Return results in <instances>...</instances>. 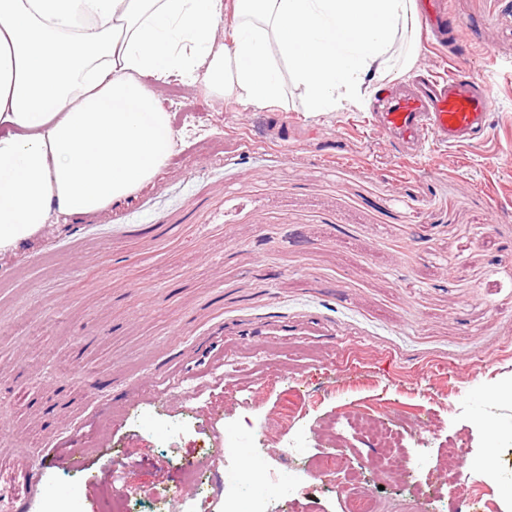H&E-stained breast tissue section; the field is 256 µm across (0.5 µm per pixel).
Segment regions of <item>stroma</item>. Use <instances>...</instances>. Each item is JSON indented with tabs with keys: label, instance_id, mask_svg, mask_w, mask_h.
<instances>
[{
	"label": "stroma",
	"instance_id": "1",
	"mask_svg": "<svg viewBox=\"0 0 512 512\" xmlns=\"http://www.w3.org/2000/svg\"><path fill=\"white\" fill-rule=\"evenodd\" d=\"M449 9L492 83L483 137L405 159L364 102L313 112L290 82L257 107L173 78L166 166L0 256V512H105L108 489L128 512H224L250 457L301 476L266 512H352L320 467L339 455L376 512H512V0ZM410 54L405 86L451 65L417 26ZM354 415L398 432L403 477L370 466Z\"/></svg>",
	"mask_w": 512,
	"mask_h": 512
}]
</instances>
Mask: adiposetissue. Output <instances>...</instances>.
<instances>
[{"label": "adipose tissue", "mask_w": 512, "mask_h": 512, "mask_svg": "<svg viewBox=\"0 0 512 512\" xmlns=\"http://www.w3.org/2000/svg\"><path fill=\"white\" fill-rule=\"evenodd\" d=\"M0 0V254L52 217L137 190L177 145L155 83L177 77L266 106L301 85L310 110L397 79L414 0Z\"/></svg>", "instance_id": "1"}]
</instances>
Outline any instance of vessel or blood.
<instances>
[{"instance_id":"b4317fda","label":"vessel or blood","mask_w":512,"mask_h":512,"mask_svg":"<svg viewBox=\"0 0 512 512\" xmlns=\"http://www.w3.org/2000/svg\"><path fill=\"white\" fill-rule=\"evenodd\" d=\"M419 18L426 39L447 50L455 66L445 74L429 72L412 93L379 90L370 103L395 152L409 158L431 142L452 146L481 135L495 104L491 84L457 64L468 48L457 38L459 22L448 0H422Z\"/></svg>"}]
</instances>
